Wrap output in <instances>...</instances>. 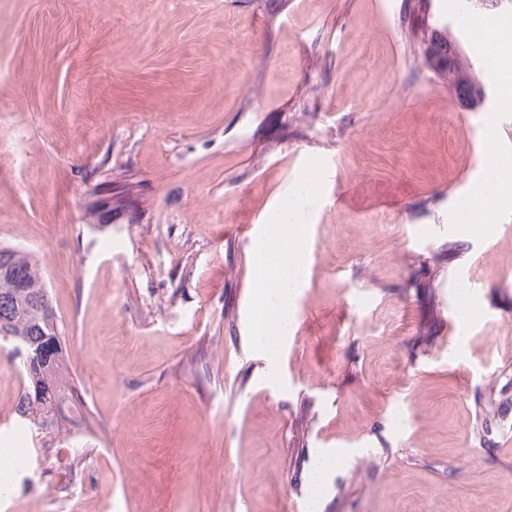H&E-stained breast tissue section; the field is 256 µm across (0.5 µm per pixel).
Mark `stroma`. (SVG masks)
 I'll return each mask as SVG.
<instances>
[{
	"instance_id": "stroma-1",
	"label": "stroma",
	"mask_w": 512,
	"mask_h": 512,
	"mask_svg": "<svg viewBox=\"0 0 512 512\" xmlns=\"http://www.w3.org/2000/svg\"><path fill=\"white\" fill-rule=\"evenodd\" d=\"M403 3L0 0V243L39 260L112 437L35 446L0 512H311L322 449L345 457L313 512H512V209L452 221L496 85L479 70L484 105L462 106ZM306 178L272 367L252 249ZM106 180L134 191L100 228ZM81 448L71 496L57 456Z\"/></svg>"
}]
</instances>
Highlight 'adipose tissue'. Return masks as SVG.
I'll return each instance as SVG.
<instances>
[{
  "label": "adipose tissue",
  "instance_id": "obj_1",
  "mask_svg": "<svg viewBox=\"0 0 512 512\" xmlns=\"http://www.w3.org/2000/svg\"><path fill=\"white\" fill-rule=\"evenodd\" d=\"M464 23L468 29L481 33L480 49L489 73L512 68V17L490 20L469 15ZM497 114L490 112L485 117L489 162L468 193L458 201L453 213L454 223H482L478 203L491 196L496 197L502 207L512 206V154L497 148ZM310 192V184L305 183L289 195L252 250L256 300L250 313V330L256 347L272 362L277 361L293 328L307 271L305 230L296 222L295 212Z\"/></svg>",
  "mask_w": 512,
  "mask_h": 512
}]
</instances>
